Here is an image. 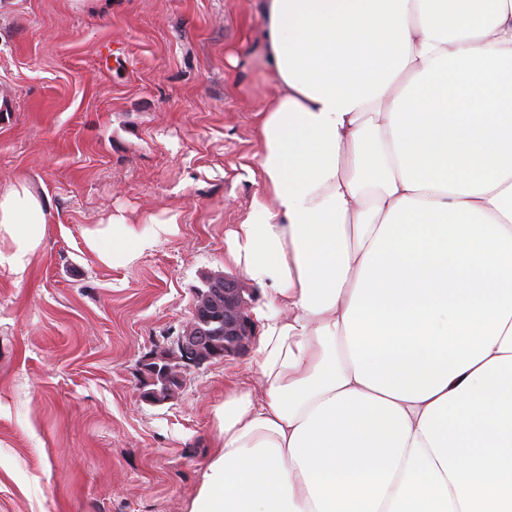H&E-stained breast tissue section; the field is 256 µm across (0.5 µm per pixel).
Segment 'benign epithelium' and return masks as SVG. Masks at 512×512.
<instances>
[{
  "mask_svg": "<svg viewBox=\"0 0 512 512\" xmlns=\"http://www.w3.org/2000/svg\"><path fill=\"white\" fill-rule=\"evenodd\" d=\"M253 292L237 276L207 275L204 287L195 289L192 316L170 346L145 356L138 364L142 398L162 403L183 387L186 375L214 360H227L250 349L256 326L251 314ZM224 321V335L210 326Z\"/></svg>",
  "mask_w": 512,
  "mask_h": 512,
  "instance_id": "1",
  "label": "benign epithelium"
}]
</instances>
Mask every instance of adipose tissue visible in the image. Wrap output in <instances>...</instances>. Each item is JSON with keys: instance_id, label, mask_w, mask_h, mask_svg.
Returning a JSON list of instances; mask_svg holds the SVG:
<instances>
[{"instance_id": "obj_1", "label": "adipose tissue", "mask_w": 512, "mask_h": 512, "mask_svg": "<svg viewBox=\"0 0 512 512\" xmlns=\"http://www.w3.org/2000/svg\"><path fill=\"white\" fill-rule=\"evenodd\" d=\"M280 88L229 241L267 299L191 512H512V0H264ZM46 197L0 186L23 275ZM89 232L104 265L170 234Z\"/></svg>"}]
</instances>
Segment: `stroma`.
<instances>
[{
    "mask_svg": "<svg viewBox=\"0 0 512 512\" xmlns=\"http://www.w3.org/2000/svg\"><path fill=\"white\" fill-rule=\"evenodd\" d=\"M259 0H9L0 185L49 200L23 279L0 270V512H190L221 452L215 412L259 392L256 354L145 402L138 363L188 322L226 232L263 191L257 113L278 94ZM172 234L109 267L86 230Z\"/></svg>",
    "mask_w": 512,
    "mask_h": 512,
    "instance_id": "obj_1",
    "label": "stroma"
}]
</instances>
